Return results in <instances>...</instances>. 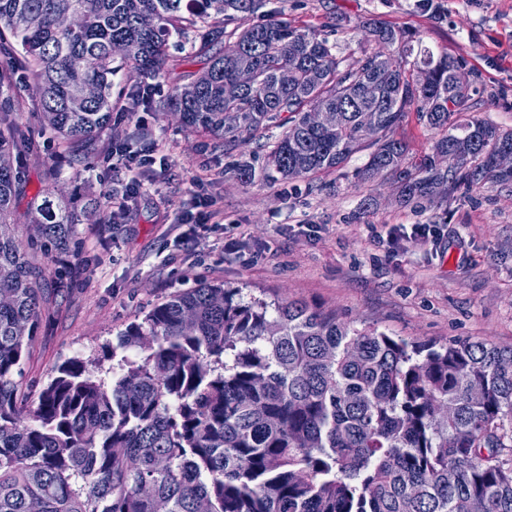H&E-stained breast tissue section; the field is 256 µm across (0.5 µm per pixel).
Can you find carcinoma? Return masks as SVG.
<instances>
[{"label": "carcinoma", "mask_w": 512, "mask_h": 512, "mask_svg": "<svg viewBox=\"0 0 512 512\" xmlns=\"http://www.w3.org/2000/svg\"><path fill=\"white\" fill-rule=\"evenodd\" d=\"M265 5L0 0V112L19 106L13 88L32 91L79 164L116 109L112 76L154 77L170 37L190 36L208 64L163 110L235 148L284 127L261 168L239 153L245 184L334 171L363 151V178L390 177L407 199L512 182L493 162L512 129L463 117L469 86L452 83L448 54L371 19L360 27L388 53L349 62ZM238 18L247 24L226 31ZM243 69L252 83L224 97ZM89 83L97 97L73 108ZM315 108L336 110L335 127L309 126ZM411 112L437 134L418 158L395 136ZM464 134L467 156L455 150ZM25 147L18 127L0 128V512H512V348L479 340L410 344L316 304L200 283L102 357L60 364L31 399L15 376L44 309L49 268L34 255L52 260L81 219L47 192L27 211L34 237L19 239L13 158Z\"/></svg>", "instance_id": "cac0c4a2"}]
</instances>
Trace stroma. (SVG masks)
Returning <instances> with one entry per match:
<instances>
[{"instance_id": "35a3bbf8", "label": "stroma", "mask_w": 512, "mask_h": 512, "mask_svg": "<svg viewBox=\"0 0 512 512\" xmlns=\"http://www.w3.org/2000/svg\"><path fill=\"white\" fill-rule=\"evenodd\" d=\"M267 7L326 37L350 60L378 49L354 33L357 22L379 18L409 29L465 75L470 116L512 128V0H433L426 12L415 0H269ZM169 54L171 63L152 80L158 101L205 67L185 39L172 37ZM136 86L126 75L114 77L117 111L82 165L42 133L31 92L0 115L32 142L19 158V214L47 191L96 211L79 225L76 249L55 257L58 273L45 286L19 380L25 392L37 395L63 361L100 354L153 306L202 282L318 304L351 325L417 343L472 339L512 348V185L406 201L392 178L359 177L367 161L359 153L337 171L247 186L232 169L233 154L210 137L133 106ZM137 126L149 130L147 141L132 138ZM147 142L166 154L165 165L130 171L108 159L113 145L136 150ZM132 181L139 188L124 211L100 223L105 191ZM207 199L212 208L204 207ZM303 224L313 232L301 234ZM399 224H432L443 238L394 252L388 236ZM228 238L239 240V252H225Z\"/></svg>"}]
</instances>
